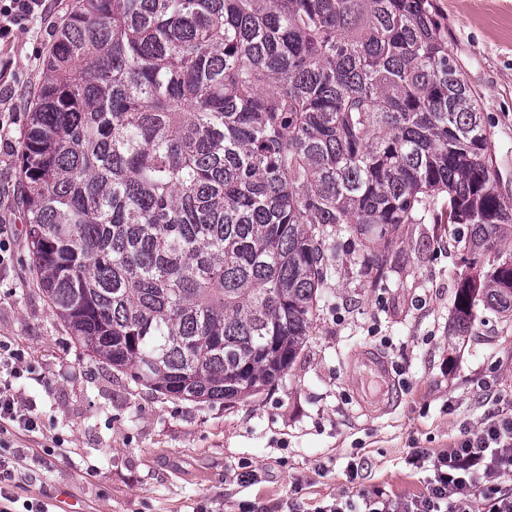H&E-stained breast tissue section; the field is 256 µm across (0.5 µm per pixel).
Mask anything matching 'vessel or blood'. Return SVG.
Wrapping results in <instances>:
<instances>
[{
	"label": "vessel or blood",
	"mask_w": 512,
	"mask_h": 512,
	"mask_svg": "<svg viewBox=\"0 0 512 512\" xmlns=\"http://www.w3.org/2000/svg\"><path fill=\"white\" fill-rule=\"evenodd\" d=\"M349 386L357 404L366 413L388 411L397 394L388 360L373 349L359 354Z\"/></svg>",
	"instance_id": "obj_1"
}]
</instances>
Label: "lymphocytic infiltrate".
Segmentation results:
<instances>
[{
  "mask_svg": "<svg viewBox=\"0 0 512 512\" xmlns=\"http://www.w3.org/2000/svg\"><path fill=\"white\" fill-rule=\"evenodd\" d=\"M25 366L21 349L0 343V369L9 373L8 378H0V512H11L7 506L11 489L26 460L23 450L8 449L5 437L18 429L32 433L41 427L33 407L12 386ZM427 461L433 476L423 497L399 501L378 491L361 495L360 506L338 500L318 512H470L476 495L485 498L487 512H512V491L501 485L512 476V420L490 422L478 435L456 442L435 458L417 451L409 459L417 467Z\"/></svg>",
  "mask_w": 512,
  "mask_h": 512,
  "instance_id": "lymphocytic-infiltrate-1",
  "label": "lymphocytic infiltrate"
}]
</instances>
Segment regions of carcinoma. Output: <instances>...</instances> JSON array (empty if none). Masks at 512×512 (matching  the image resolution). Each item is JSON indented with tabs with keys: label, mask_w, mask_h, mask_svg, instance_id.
Listing matches in <instances>:
<instances>
[{
	"label": "carcinoma",
	"mask_w": 512,
	"mask_h": 512,
	"mask_svg": "<svg viewBox=\"0 0 512 512\" xmlns=\"http://www.w3.org/2000/svg\"><path fill=\"white\" fill-rule=\"evenodd\" d=\"M33 285L86 358L232 404L297 360L336 253L433 219L512 317V199L433 0H77L20 149ZM440 209H435L436 203Z\"/></svg>",
	"instance_id": "cac0c4a2"
}]
</instances>
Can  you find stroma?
<instances>
[{"instance_id":"1","label":"stroma","mask_w":512,"mask_h":512,"mask_svg":"<svg viewBox=\"0 0 512 512\" xmlns=\"http://www.w3.org/2000/svg\"><path fill=\"white\" fill-rule=\"evenodd\" d=\"M69 2L46 0L43 15L0 47L12 63L0 113L17 117L0 135L15 142ZM434 3L489 131L497 188L512 197V0ZM19 191L18 159L0 153V225L14 234L13 258L0 268V342L34 366L15 386L43 423L13 437L29 464L13 489L19 501L51 512H235L242 501L257 512H310L363 490L406 499L425 493L430 476L408 464L413 449L434 456L512 416V318L482 313L468 336L449 335L466 268L443 225H405L384 291L352 275L339 253L342 274L285 378L226 407L135 386L83 355L32 284ZM368 348L389 359L399 392L379 417L362 414L349 393L355 356ZM246 462L260 483L238 479Z\"/></svg>"}]
</instances>
